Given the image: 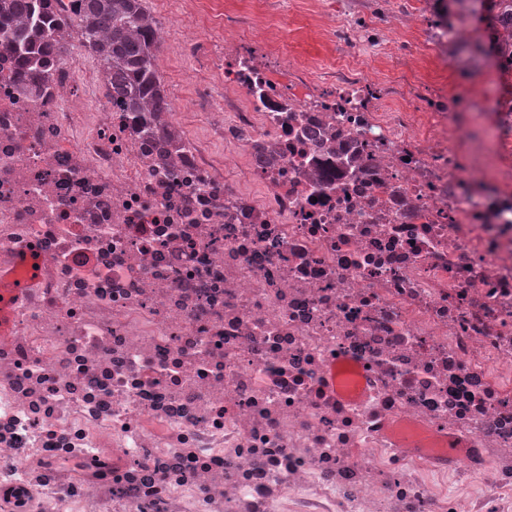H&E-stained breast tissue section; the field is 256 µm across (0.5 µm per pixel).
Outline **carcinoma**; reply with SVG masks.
Masks as SVG:
<instances>
[{
	"label": "carcinoma",
	"mask_w": 512,
	"mask_h": 512,
	"mask_svg": "<svg viewBox=\"0 0 512 512\" xmlns=\"http://www.w3.org/2000/svg\"><path fill=\"white\" fill-rule=\"evenodd\" d=\"M48 0H0V47L16 56L20 74L37 78L50 58L73 59V47L55 38L61 19ZM65 24L79 48L100 59L110 75L112 96L124 100L132 120L145 130L162 124L171 111L158 68L155 20L145 0H79Z\"/></svg>",
	"instance_id": "cac0c4a2"
}]
</instances>
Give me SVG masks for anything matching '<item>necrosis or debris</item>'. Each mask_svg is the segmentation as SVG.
<instances>
[{"label": "necrosis or debris", "instance_id": "obj_1", "mask_svg": "<svg viewBox=\"0 0 512 512\" xmlns=\"http://www.w3.org/2000/svg\"><path fill=\"white\" fill-rule=\"evenodd\" d=\"M334 3L317 83L170 0L191 138L0 51V512H512V0ZM407 22L490 111L368 77Z\"/></svg>", "mask_w": 512, "mask_h": 512}]
</instances>
